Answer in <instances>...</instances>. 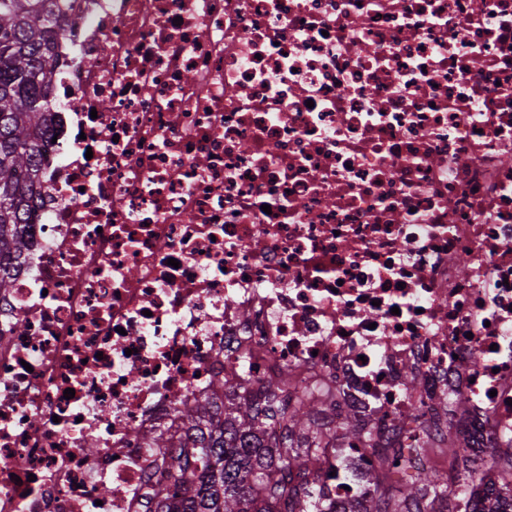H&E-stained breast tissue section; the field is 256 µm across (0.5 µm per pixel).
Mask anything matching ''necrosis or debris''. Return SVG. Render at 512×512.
<instances>
[{
    "mask_svg": "<svg viewBox=\"0 0 512 512\" xmlns=\"http://www.w3.org/2000/svg\"><path fill=\"white\" fill-rule=\"evenodd\" d=\"M64 4L0 512H144L141 434L242 359L408 454L512 448V0ZM373 460L332 451L333 512Z\"/></svg>",
    "mask_w": 512,
    "mask_h": 512,
    "instance_id": "4bbe7bcc",
    "label": "necrosis or debris"
}]
</instances>
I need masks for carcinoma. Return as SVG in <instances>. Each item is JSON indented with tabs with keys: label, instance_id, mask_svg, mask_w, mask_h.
I'll return each instance as SVG.
<instances>
[{
	"label": "carcinoma",
	"instance_id": "obj_1",
	"mask_svg": "<svg viewBox=\"0 0 512 512\" xmlns=\"http://www.w3.org/2000/svg\"><path fill=\"white\" fill-rule=\"evenodd\" d=\"M61 0H0V295L12 288L28 249L24 225L41 194V151L54 109L51 76L62 30ZM215 397L178 408L175 429L144 436L166 448L163 476L147 512H333L293 471L317 475L339 438L377 450L378 470L404 466L401 449L382 448L374 430L336 414L331 392L299 394L282 403L288 379L248 390L242 371L224 373ZM446 448L451 472L415 474L395 489L384 478L351 512H474L468 458L453 436L431 437L418 449Z\"/></svg>",
	"mask_w": 512,
	"mask_h": 512
}]
</instances>
